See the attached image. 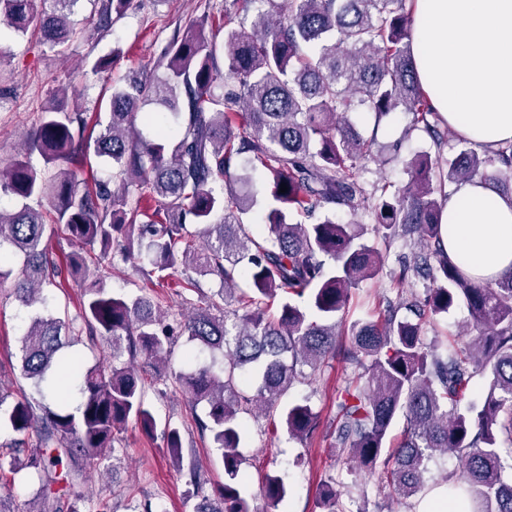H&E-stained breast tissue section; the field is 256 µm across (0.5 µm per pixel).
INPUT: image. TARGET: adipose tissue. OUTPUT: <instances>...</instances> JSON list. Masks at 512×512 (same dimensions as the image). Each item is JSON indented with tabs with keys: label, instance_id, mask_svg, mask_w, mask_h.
Returning <instances> with one entry per match:
<instances>
[{
	"label": "adipose tissue",
	"instance_id": "1",
	"mask_svg": "<svg viewBox=\"0 0 512 512\" xmlns=\"http://www.w3.org/2000/svg\"><path fill=\"white\" fill-rule=\"evenodd\" d=\"M418 81L449 128L477 149L512 142V0H414ZM442 237L464 272L512 273V194L459 184L443 206Z\"/></svg>",
	"mask_w": 512,
	"mask_h": 512
}]
</instances>
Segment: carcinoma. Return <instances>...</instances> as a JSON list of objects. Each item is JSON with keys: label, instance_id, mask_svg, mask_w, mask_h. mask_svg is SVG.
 I'll use <instances>...</instances> for the list:
<instances>
[{"label": "carcinoma", "instance_id": "cac0c4a2", "mask_svg": "<svg viewBox=\"0 0 512 512\" xmlns=\"http://www.w3.org/2000/svg\"><path fill=\"white\" fill-rule=\"evenodd\" d=\"M55 0L42 14L35 0H0V19L18 35L37 30L50 46L73 33L71 8ZM411 0H224V39L206 37L208 18L172 40L157 66L145 68L107 103L110 119L95 137L66 89L56 91L26 150L0 166V188L22 200L0 210V247L23 257L15 292L28 307L45 306L44 287L85 282L81 313L67 320L37 312L21 338L20 371L35 392L57 371L79 379L82 401L70 410L40 400L16 401L3 416L15 437L0 444V472L37 474L26 512H61L52 491L57 467L65 481L87 484L120 452L116 432L128 421L148 436L156 418L145 398L143 373L166 376L172 344L186 337L188 358L207 352L210 363L178 376L206 419L195 420L221 450L224 484L211 496L195 461L184 462L179 428L162 431L163 447L185 484L200 497L193 512H257L255 496L238 480L245 434L240 414L277 411L288 438L313 439L319 421L307 401L279 406L303 376L333 361L351 369L338 391L328 432L336 467L376 478L380 492L408 499L423 494L430 463L452 456L458 472L443 477L448 497L469 512H512V275L479 282L441 246V201L448 186L479 178L512 191V142L477 151L461 138L448 161L424 153L409 163V180L371 192L356 180L373 158L353 112L374 116V128L398 108L411 113L437 149L444 123L421 90L411 54ZM133 0H102L99 24L108 27ZM224 73V84L217 82ZM160 105L154 116L144 108ZM38 153L44 168L30 162ZM95 156L112 164V182L90 184L72 166ZM258 163L272 183L259 197L242 157ZM68 167L63 168L61 164ZM225 189H216L217 182ZM287 192H280L281 184ZM55 213L77 250L53 258L42 212ZM265 209L262 234L244 215ZM338 208L365 211L385 239L410 247L397 279L426 281L423 297L379 298L376 318L345 333L353 290L382 272L384 261L359 223L332 218ZM120 256L147 278L180 264L219 288L206 306L173 322L156 317L150 298L104 288L99 262ZM464 304L469 339L440 344L425 336L434 317ZM406 309L412 316L400 315ZM112 347V364L85 367L61 360L78 343ZM128 357L129 363L121 362ZM258 380L252 396L236 383ZM486 382L471 398L477 379ZM405 426L396 440L397 418ZM367 496L357 482L329 476L317 487L319 512H345L342 498ZM287 496L278 476L262 481L260 497L277 507Z\"/></svg>", "mask_w": 512, "mask_h": 512}]
</instances>
